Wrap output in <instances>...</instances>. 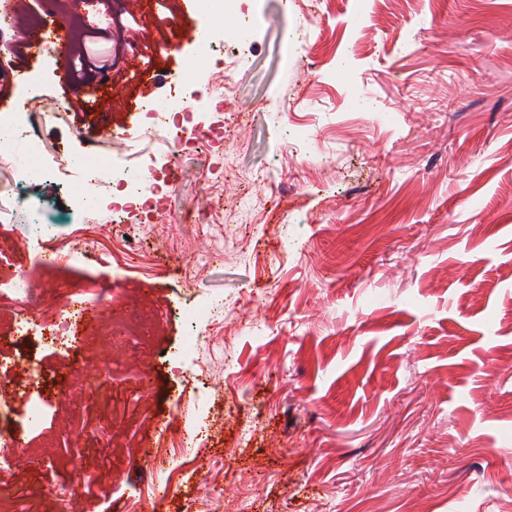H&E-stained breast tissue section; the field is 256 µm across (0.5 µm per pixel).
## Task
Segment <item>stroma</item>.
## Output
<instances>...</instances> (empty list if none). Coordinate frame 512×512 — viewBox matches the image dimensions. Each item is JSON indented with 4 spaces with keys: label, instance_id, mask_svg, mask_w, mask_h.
<instances>
[{
    "label": "stroma",
    "instance_id": "1",
    "mask_svg": "<svg viewBox=\"0 0 512 512\" xmlns=\"http://www.w3.org/2000/svg\"><path fill=\"white\" fill-rule=\"evenodd\" d=\"M192 22L177 9L141 67L184 74ZM237 23L233 91L198 108L224 142L175 172L194 222L74 219L50 179L29 194L64 222L60 245L99 255L50 268L22 216L0 219V374L36 363L47 408L35 428L28 400L4 405L43 466L0 464V512H67L88 480L101 491L78 512H512V0H238ZM23 70L45 76L41 138L59 151L105 148L103 128L134 129L170 92L136 76L100 113L56 56L7 52L0 88L30 97ZM53 85L86 110L53 118ZM20 276L52 290L42 321L78 286L162 321L131 349L153 385L119 357L114 416L71 396L104 361V325L67 348L15 335ZM202 305L219 318L188 329ZM202 420L198 465L143 462Z\"/></svg>",
    "mask_w": 512,
    "mask_h": 512
}]
</instances>
